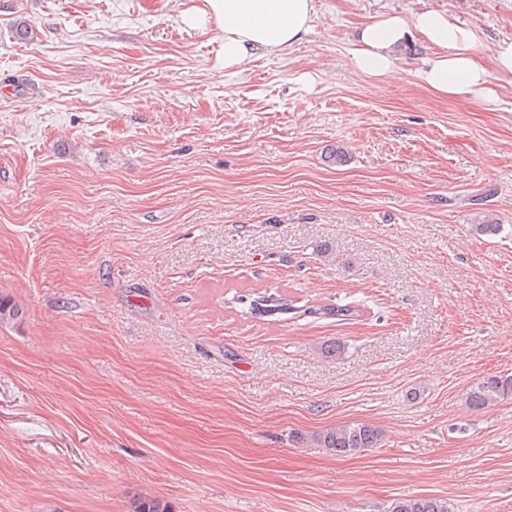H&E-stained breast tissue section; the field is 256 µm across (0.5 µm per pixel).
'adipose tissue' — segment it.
<instances>
[{
  "label": "adipose tissue",
  "mask_w": 512,
  "mask_h": 512,
  "mask_svg": "<svg viewBox=\"0 0 512 512\" xmlns=\"http://www.w3.org/2000/svg\"><path fill=\"white\" fill-rule=\"evenodd\" d=\"M314 13L315 0H200L183 10L180 19L191 29L216 26L224 35V66L230 69L243 66L257 53H282L301 42ZM414 32L434 49L418 72L425 87L464 104L491 96L489 74L477 60L482 49L479 36L436 11L409 19L382 16L364 25L351 56L354 68L372 77L395 74L398 51Z\"/></svg>",
  "instance_id": "ef3b65f1"
}]
</instances>
